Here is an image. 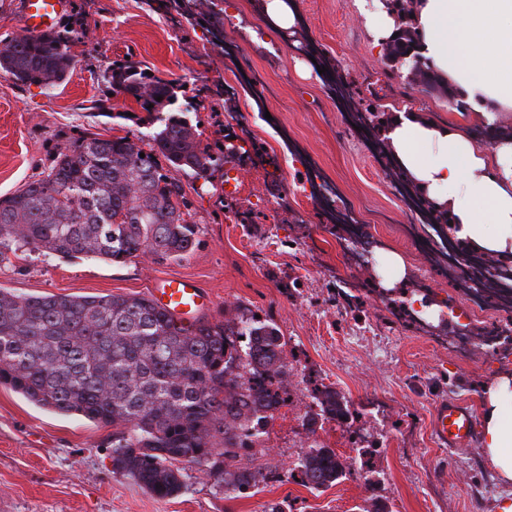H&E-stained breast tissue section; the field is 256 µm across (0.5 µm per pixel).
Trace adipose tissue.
<instances>
[{
    "label": "adipose tissue",
    "instance_id": "ef3b65f1",
    "mask_svg": "<svg viewBox=\"0 0 512 512\" xmlns=\"http://www.w3.org/2000/svg\"><path fill=\"white\" fill-rule=\"evenodd\" d=\"M423 62L461 89L478 122L512 111V0H415ZM383 143L410 184L450 218L468 250L512 258V137L486 146L457 126L418 112L388 118ZM482 448L498 479L512 483V372L483 385Z\"/></svg>",
    "mask_w": 512,
    "mask_h": 512
}]
</instances>
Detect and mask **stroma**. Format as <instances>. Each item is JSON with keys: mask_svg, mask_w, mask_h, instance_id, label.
Masks as SVG:
<instances>
[{"mask_svg": "<svg viewBox=\"0 0 512 512\" xmlns=\"http://www.w3.org/2000/svg\"><path fill=\"white\" fill-rule=\"evenodd\" d=\"M295 3L299 30L289 36L269 28L262 0H229L223 14L206 12L201 23L180 27L143 0H69V12L82 14L85 27L67 81L49 91L0 72V196L39 179L66 138L152 133V126L133 121L141 107L103 82L108 62L126 57L171 74L190 96L241 66L265 74L273 88L270 110L358 218L373 225L374 259L394 251L416 270V251L390 230L412 214L363 138L348 130L334 89L345 87L364 113L408 109L444 123L453 109L386 64L356 0ZM212 23L223 25L233 59L207 50ZM100 98L108 99L112 117L92 109ZM238 111L255 129L251 153L265 156L268 169L253 172L247 159H238L242 190L234 199L204 179L181 175L199 227L186 258L141 255L113 264L28 250L0 262V288L16 295L146 297L155 280L187 276L212 296L210 320L232 319L241 306L274 319L295 386L270 420L263 447L239 460L261 482L229 499L223 482L183 461L181 492L156 498L113 470L111 428L36 406L0 386V512H265L277 502L286 512H372L377 502L386 512H499L502 500H512V484L496 479L481 442L441 447L432 419L441 397L479 406L485 380L512 370V344L497 358L457 357L436 340L448 330L447 317L434 314L433 336L405 323L410 289L383 288L374 269L345 266L337 226L324 223L303 193L304 167L253 103L242 101ZM343 281L356 284L349 308L336 303ZM327 387L336 389L350 416L309 425L316 396ZM314 444L334 448L345 467L342 478L318 490L304 485L298 468Z\"/></svg>", "mask_w": 512, "mask_h": 512, "instance_id": "obj_1", "label": "stroma"}]
</instances>
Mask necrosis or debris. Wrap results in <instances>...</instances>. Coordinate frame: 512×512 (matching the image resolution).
I'll list each match as a JSON object with an SVG mask.
<instances>
[{"mask_svg":"<svg viewBox=\"0 0 512 512\" xmlns=\"http://www.w3.org/2000/svg\"><path fill=\"white\" fill-rule=\"evenodd\" d=\"M214 91L223 97L229 109L247 98L261 109L268 100V84L256 71L238 74L225 82L215 81ZM392 185L415 214L414 221L397 227L402 239L411 243L419 254L424 268L423 274L414 275V288L428 292L430 285L425 271H441L447 274L458 297L468 306L466 321L457 323L448 335L440 337V346L453 355L496 353L502 344L512 340V276L485 255L461 256L448 235L447 226L432 223L409 184L394 176ZM305 191L322 210L327 223L339 225L338 247L346 264L359 270L367 267L373 236L354 216L351 204L337 205L335 185L314 166L309 169Z\"/></svg>","mask_w":512,"mask_h":512,"instance_id":"4bbe7bcc","label":"necrosis or debris"}]
</instances>
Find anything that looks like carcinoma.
I'll return each instance as SVG.
<instances>
[{"instance_id": "obj_1", "label": "carcinoma", "mask_w": 512, "mask_h": 512, "mask_svg": "<svg viewBox=\"0 0 512 512\" xmlns=\"http://www.w3.org/2000/svg\"><path fill=\"white\" fill-rule=\"evenodd\" d=\"M387 0L397 17L392 39L421 57L413 11ZM82 18L0 48V70L22 85H61L81 42ZM112 91L149 112L167 110L149 142L128 136L83 134L55 147L47 174L0 198V261L36 249L71 259L79 255L121 264L150 253L181 260L194 247L198 226L178 174L210 180L237 147L202 140L188 114L204 107L206 90L173 105L180 80L129 60L106 68ZM161 100H156V97ZM284 336L248 308L224 323L203 319L185 326L151 299L123 295H26L0 288V385L30 402L112 427L113 470L159 499L183 487L176 463L187 460L224 477L241 491L256 483L247 468L229 462L261 445L268 434L272 395L254 382L262 375L284 388ZM325 419L346 407L325 389L318 401ZM314 489L344 471L332 448L313 446L300 459Z\"/></svg>"}]
</instances>
